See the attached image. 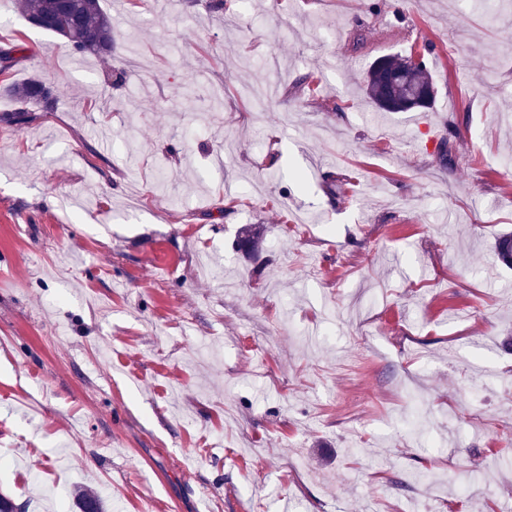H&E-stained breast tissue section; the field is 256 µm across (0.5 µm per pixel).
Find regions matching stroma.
Here are the masks:
<instances>
[{"label":"stroma","mask_w":512,"mask_h":512,"mask_svg":"<svg viewBox=\"0 0 512 512\" xmlns=\"http://www.w3.org/2000/svg\"><path fill=\"white\" fill-rule=\"evenodd\" d=\"M0 0V490L121 512H512V0ZM427 52L431 108L369 64ZM260 225L252 257L240 230ZM17 7L31 24L41 19L36 27L62 37L73 53L112 55V18L101 0H18ZM381 66L375 67V62ZM404 58L381 56L371 63L366 72V93L375 105L386 112H409L416 108H427L434 99L414 106L429 87L434 89L425 60L421 58L418 69L410 70L404 65ZM1 90L11 93L14 98L29 108H36L41 112L54 110L53 87L40 78L33 77L22 83H7L1 85Z\"/></svg>","instance_id":"35a3bbf8"}]
</instances>
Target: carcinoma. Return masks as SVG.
<instances>
[{
  "label": "carcinoma",
  "instance_id": "obj_1",
  "mask_svg": "<svg viewBox=\"0 0 512 512\" xmlns=\"http://www.w3.org/2000/svg\"><path fill=\"white\" fill-rule=\"evenodd\" d=\"M18 9L29 22L40 20L39 28L65 40L72 52L99 58L112 55V18L101 0H18ZM381 66L370 65L366 72V93L386 112H409L415 100L433 83L426 62L415 70L404 65V58L379 57ZM23 104L41 112L54 110L53 87L40 78L0 87ZM499 261L512 267V233L500 235L495 243ZM104 498L94 493L78 496L80 512H107Z\"/></svg>",
  "mask_w": 512,
  "mask_h": 512
}]
</instances>
